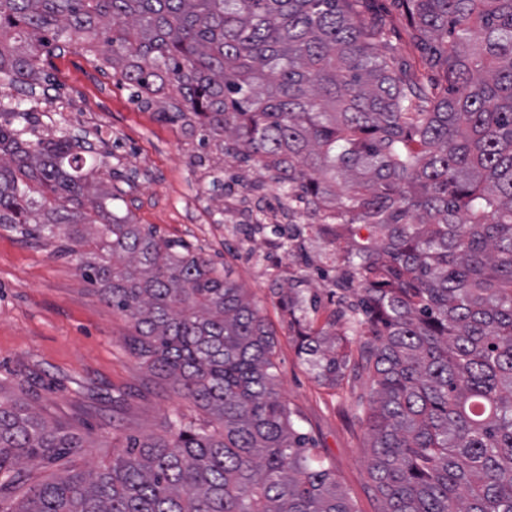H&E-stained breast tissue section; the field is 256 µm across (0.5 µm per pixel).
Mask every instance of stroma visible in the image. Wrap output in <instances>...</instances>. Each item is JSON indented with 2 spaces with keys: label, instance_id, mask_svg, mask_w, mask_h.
I'll return each instance as SVG.
<instances>
[{
  "label": "stroma",
  "instance_id": "1",
  "mask_svg": "<svg viewBox=\"0 0 512 512\" xmlns=\"http://www.w3.org/2000/svg\"><path fill=\"white\" fill-rule=\"evenodd\" d=\"M363 13L385 22L392 45L412 49L395 0H365ZM44 66L54 77L48 99L55 109L44 118L43 138L66 129L102 141L110 165L125 175L117 183L122 211L230 270L275 334L276 388L298 415L301 432L332 464L356 512H380L367 469L368 428L348 407L350 386L323 384L309 371L298 356L288 311L272 290L287 285L299 267L283 252L267 260L273 251L265 239L241 240L240 214L209 193L205 170L195 163L208 147L165 116L179 96L166 91L143 104L65 41L52 44ZM83 261L82 253L62 255L53 243L0 226V399L85 440L81 453L26 466L20 482L27 489L67 470L110 464L127 436L160 434L173 413L201 415L130 352L125 338L133 332L131 321L100 297L83 274Z\"/></svg>",
  "mask_w": 512,
  "mask_h": 512
}]
</instances>
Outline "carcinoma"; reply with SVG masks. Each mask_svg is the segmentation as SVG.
I'll list each match as a JSON object with an SVG mask.
<instances>
[{"mask_svg": "<svg viewBox=\"0 0 512 512\" xmlns=\"http://www.w3.org/2000/svg\"><path fill=\"white\" fill-rule=\"evenodd\" d=\"M419 57L405 58L362 0H0V79L32 97L67 37L221 160L265 171L287 222L257 218L308 262L328 247L325 308L302 274L283 296L300 354L349 396L370 435L381 512H512V0H398ZM441 69L425 82L418 65ZM0 126V224L62 253L130 319L129 349L204 417L129 436L104 468L68 471L6 512H356L336 471L274 388L275 337L226 272L114 211L119 174L93 147L45 141L28 113ZM359 343L352 364L343 342ZM84 448L82 437L0 401V501L14 475Z\"/></svg>", "mask_w": 512, "mask_h": 512, "instance_id": "obj_1", "label": "carcinoma"}]
</instances>
